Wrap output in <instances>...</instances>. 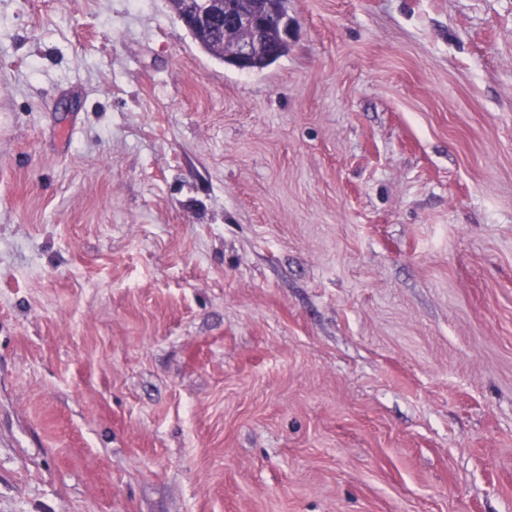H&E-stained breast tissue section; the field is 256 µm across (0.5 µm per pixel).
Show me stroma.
I'll list each match as a JSON object with an SVG mask.
<instances>
[{
  "label": "stroma",
  "mask_w": 512,
  "mask_h": 512,
  "mask_svg": "<svg viewBox=\"0 0 512 512\" xmlns=\"http://www.w3.org/2000/svg\"><path fill=\"white\" fill-rule=\"evenodd\" d=\"M0 0V512H512V0ZM176 10L178 18L185 28L206 26L216 17L224 18V27L209 33L203 30L194 33L193 39L207 53L223 61L227 66L239 71L256 70L259 59L266 56L273 58L268 51V33L270 22L277 23L282 44H290L296 36L295 21L288 15V0H169ZM276 26L271 28L270 40L276 45L273 52L279 53L272 62L263 63V70L278 58L285 56L288 49L284 48L278 38ZM224 30L228 33L225 37ZM235 37V38H234ZM234 39V40H233ZM225 43L231 44L230 51Z\"/></svg>",
  "instance_id": "1"
}]
</instances>
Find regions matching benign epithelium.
I'll use <instances>...</instances> for the list:
<instances>
[{
  "label": "benign epithelium",
  "instance_id": "obj_1",
  "mask_svg": "<svg viewBox=\"0 0 512 512\" xmlns=\"http://www.w3.org/2000/svg\"><path fill=\"white\" fill-rule=\"evenodd\" d=\"M182 24L205 26L216 17L224 18V29L236 37L224 63L239 71L256 69L259 59L271 58L268 51L270 22L277 23L282 43L296 36L295 21L288 15V0H169Z\"/></svg>",
  "mask_w": 512,
  "mask_h": 512
}]
</instances>
